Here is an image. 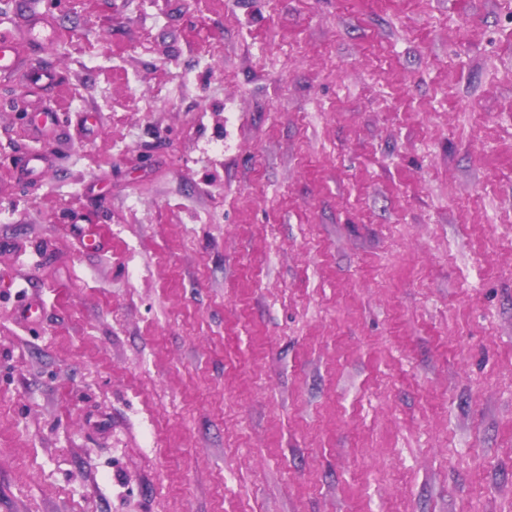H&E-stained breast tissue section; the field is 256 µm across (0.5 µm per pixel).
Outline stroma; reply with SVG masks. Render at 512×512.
I'll list each match as a JSON object with an SVG mask.
<instances>
[{
  "label": "stroma",
  "instance_id": "1",
  "mask_svg": "<svg viewBox=\"0 0 512 512\" xmlns=\"http://www.w3.org/2000/svg\"><path fill=\"white\" fill-rule=\"evenodd\" d=\"M34 11L0 512H512V0Z\"/></svg>",
  "mask_w": 512,
  "mask_h": 512
}]
</instances>
